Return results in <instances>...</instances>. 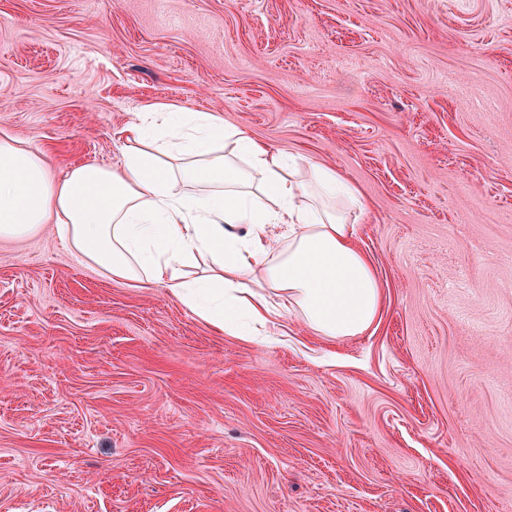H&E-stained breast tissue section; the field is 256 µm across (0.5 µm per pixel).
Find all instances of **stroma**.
Listing matches in <instances>:
<instances>
[{"label": "stroma", "instance_id": "obj_1", "mask_svg": "<svg viewBox=\"0 0 512 512\" xmlns=\"http://www.w3.org/2000/svg\"><path fill=\"white\" fill-rule=\"evenodd\" d=\"M159 102L356 185L381 309L267 344L0 239V512H512V0H0L56 175Z\"/></svg>", "mask_w": 512, "mask_h": 512}]
</instances>
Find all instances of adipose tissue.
<instances>
[{
    "label": "adipose tissue",
    "instance_id": "1",
    "mask_svg": "<svg viewBox=\"0 0 512 512\" xmlns=\"http://www.w3.org/2000/svg\"><path fill=\"white\" fill-rule=\"evenodd\" d=\"M119 138L116 165L59 179L42 152L0 130V238L53 226L87 267L164 286L232 336L259 335L284 309L332 340L370 329L381 291L354 244L363 200L335 170L299 169L222 115L167 103Z\"/></svg>",
    "mask_w": 512,
    "mask_h": 512
}]
</instances>
